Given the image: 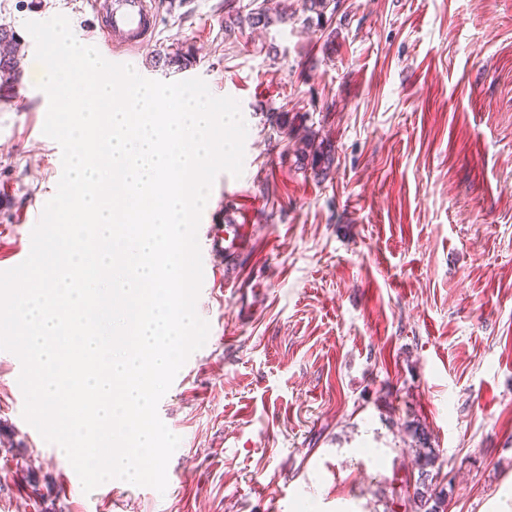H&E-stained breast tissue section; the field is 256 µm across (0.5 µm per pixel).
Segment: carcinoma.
<instances>
[{
    "instance_id": "carcinoma-1",
    "label": "carcinoma",
    "mask_w": 512,
    "mask_h": 512,
    "mask_svg": "<svg viewBox=\"0 0 512 512\" xmlns=\"http://www.w3.org/2000/svg\"><path fill=\"white\" fill-rule=\"evenodd\" d=\"M299 11L305 15L307 23L323 30L329 29L326 43H333L339 35L332 27L335 15L344 0H297ZM295 12L282 8H270L267 3H259L246 17H241L236 0H224L225 30L230 32L242 21L251 26L264 28L286 24L294 19ZM20 43L16 33L0 26V82L8 83L20 74L21 55L15 45ZM305 115L281 113L279 133L281 137L294 141L293 153L297 165L310 168L315 175L327 177L335 163V153L325 139H317L315 132L303 126ZM405 429L414 441V462L418 468V478L413 485L412 499L417 512H444V493L437 489L434 470L439 467V450L432 447L425 428L417 421L405 424Z\"/></svg>"
}]
</instances>
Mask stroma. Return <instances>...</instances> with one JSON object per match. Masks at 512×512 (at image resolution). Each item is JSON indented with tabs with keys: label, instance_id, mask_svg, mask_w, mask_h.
Returning a JSON list of instances; mask_svg holds the SVG:
<instances>
[{
	"label": "stroma",
	"instance_id": "1",
	"mask_svg": "<svg viewBox=\"0 0 512 512\" xmlns=\"http://www.w3.org/2000/svg\"><path fill=\"white\" fill-rule=\"evenodd\" d=\"M346 4L328 49L299 21L225 36L224 0H151L137 73L202 79L247 124L243 173L217 176L199 247L229 210L252 247L200 288L208 338L158 405L181 439L165 492H83L0 350V423L22 442L0 447V512H413L412 419L440 450L445 512H512V0ZM58 14L84 43L101 22L87 0H0L23 54L0 97V271L29 255L61 177L25 28ZM180 49L187 67L157 63ZM284 111L329 140L328 177L296 166ZM243 279L261 296L242 324Z\"/></svg>",
	"mask_w": 512,
	"mask_h": 512
}]
</instances>
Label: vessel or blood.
Returning a JSON list of instances; mask_svg holds the SVG:
<instances>
[{
  "label": "vessel or blood",
  "instance_id": "1",
  "mask_svg": "<svg viewBox=\"0 0 512 512\" xmlns=\"http://www.w3.org/2000/svg\"><path fill=\"white\" fill-rule=\"evenodd\" d=\"M95 3L104 18L99 29L101 43L116 47L114 63H130L132 52L157 27V19L148 0H95ZM247 231L244 224L216 225L210 238V255L228 258L249 251L251 242Z\"/></svg>",
  "mask_w": 512,
  "mask_h": 512
}]
</instances>
